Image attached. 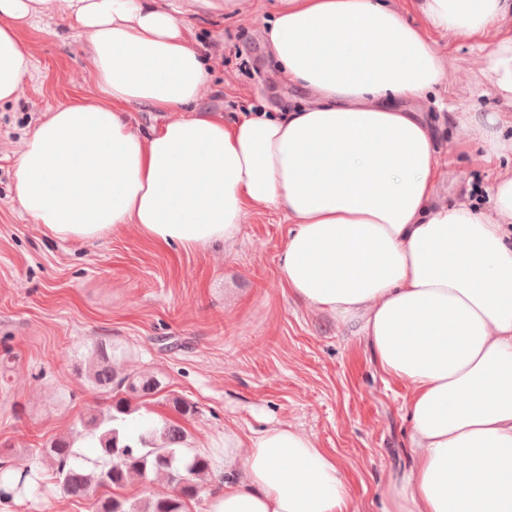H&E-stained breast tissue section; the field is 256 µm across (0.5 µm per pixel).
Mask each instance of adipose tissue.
<instances>
[{
	"mask_svg": "<svg viewBox=\"0 0 512 512\" xmlns=\"http://www.w3.org/2000/svg\"><path fill=\"white\" fill-rule=\"evenodd\" d=\"M82 29L97 94L45 113L14 167L21 214L64 241L135 226L161 246L234 243L246 211L290 223L279 274L290 294L357 326L410 388L412 465L384 483L383 512H512V175L493 205L437 192L432 126L405 101L443 63L427 30L468 38L512 0H276L268 50L306 105L227 121L204 111L190 0H58ZM49 0H0V103L33 67L20 38ZM133 104L165 113L147 134ZM487 162L512 156L497 113L456 115ZM335 458L278 423L224 430V483L209 512H348Z\"/></svg>",
	"mask_w": 512,
	"mask_h": 512,
	"instance_id": "1",
	"label": "adipose tissue"
}]
</instances>
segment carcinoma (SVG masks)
<instances>
[{"mask_svg": "<svg viewBox=\"0 0 512 512\" xmlns=\"http://www.w3.org/2000/svg\"><path fill=\"white\" fill-rule=\"evenodd\" d=\"M118 347L110 341L92 342L88 366L79 369L95 389L111 396V402L93 412L81 428L67 436L51 439L37 453L47 460L56 484L71 496H88L98 488L124 487L132 478L164 476L171 491L156 497L131 501L114 493L94 502V512H188L213 473L211 460L200 454H185V434L181 427L145 421L129 427L128 416L146 407L151 397L164 389L155 376L121 375L113 367ZM169 404L181 416H193L198 406L171 395ZM92 437L98 450L93 467L79 462V441ZM43 490L42 476L25 468L13 471L0 467V501L37 496Z\"/></svg>", "mask_w": 512, "mask_h": 512, "instance_id": "cac0c4a2", "label": "carcinoma"}]
</instances>
